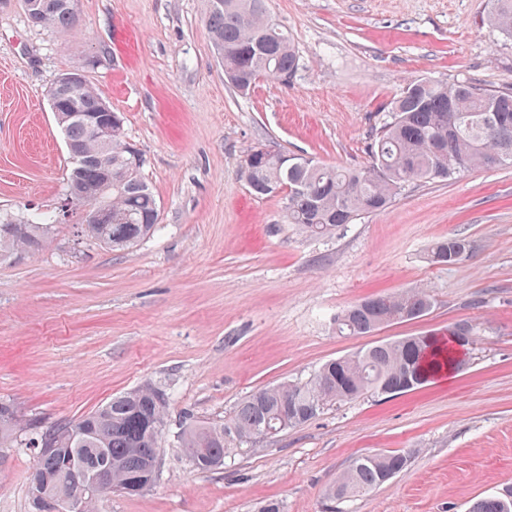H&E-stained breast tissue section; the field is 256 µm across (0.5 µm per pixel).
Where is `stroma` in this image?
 Segmentation results:
<instances>
[{
  "mask_svg": "<svg viewBox=\"0 0 512 512\" xmlns=\"http://www.w3.org/2000/svg\"><path fill=\"white\" fill-rule=\"evenodd\" d=\"M294 38L289 85L234 90L205 25L206 0H78V28L28 24L0 0V215L51 214L37 250L0 258V400L23 419L72 421L150 383L169 404L154 487L95 512H467L512 490V167L409 185L383 213L314 238L252 194L240 160L262 144L333 166L366 163L410 80L512 82V38L490 0H267ZM85 70L124 117L160 204L159 224L114 251L64 208L69 153L48 90ZM468 243L446 266L439 239ZM428 287L432 311L368 336L333 318L378 293ZM478 336L463 368L394 397L368 393L243 445L201 472L175 439L221 422L251 393L305 381L326 361L404 336ZM405 449L376 490L332 501L357 457ZM32 449L0 448V512H31ZM468 250L465 239L451 236L438 240L431 248V259L435 263L454 265L462 260Z\"/></svg>",
  "mask_w": 512,
  "mask_h": 512,
  "instance_id": "obj_1",
  "label": "stroma"
}]
</instances>
